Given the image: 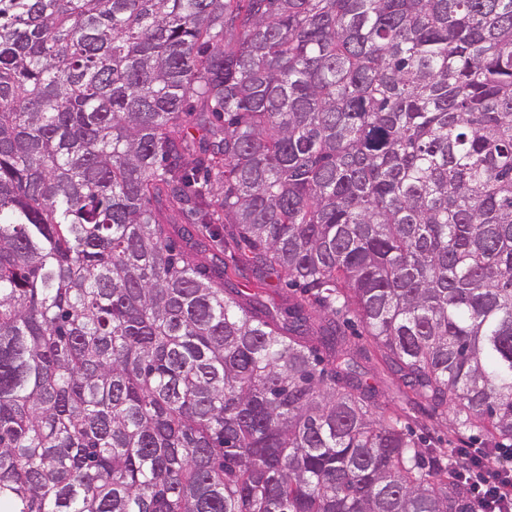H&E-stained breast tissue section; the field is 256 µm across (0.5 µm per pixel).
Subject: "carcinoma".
<instances>
[{
	"label": "carcinoma",
	"instance_id": "carcinoma-1",
	"mask_svg": "<svg viewBox=\"0 0 512 512\" xmlns=\"http://www.w3.org/2000/svg\"><path fill=\"white\" fill-rule=\"evenodd\" d=\"M442 420L512 448V0H0V512H476Z\"/></svg>",
	"mask_w": 512,
	"mask_h": 512
}]
</instances>
